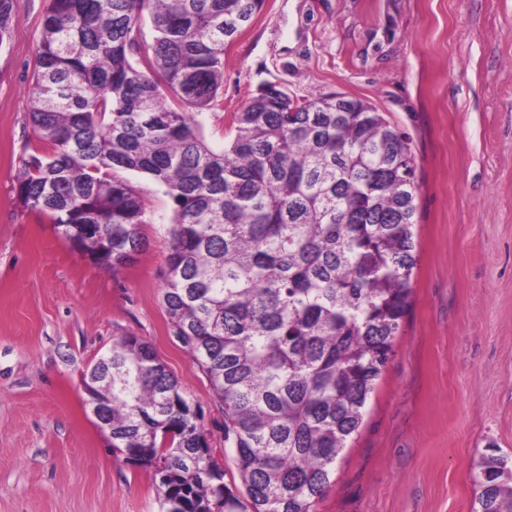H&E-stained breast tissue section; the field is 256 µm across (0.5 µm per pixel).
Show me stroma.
<instances>
[{"mask_svg": "<svg viewBox=\"0 0 512 512\" xmlns=\"http://www.w3.org/2000/svg\"><path fill=\"white\" fill-rule=\"evenodd\" d=\"M14 13L0 47V512H161L151 472L96 425L82 377L120 337L150 344L238 481L222 406L161 303L171 202L125 172L151 221L115 271L20 207L43 0ZM269 85L375 105L409 135L419 184L411 304L314 512H471L486 447L512 456V0H264L202 117L214 149Z\"/></svg>", "mask_w": 512, "mask_h": 512, "instance_id": "1", "label": "stroma"}]
</instances>
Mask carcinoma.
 Here are the masks:
<instances>
[{
	"instance_id": "1",
	"label": "carcinoma",
	"mask_w": 512,
	"mask_h": 512,
	"mask_svg": "<svg viewBox=\"0 0 512 512\" xmlns=\"http://www.w3.org/2000/svg\"><path fill=\"white\" fill-rule=\"evenodd\" d=\"M264 0H46L20 206L115 271L147 209L173 206L162 306L224 405L241 488L224 483L197 410L152 348L123 336L83 374L112 451L148 469L162 512H313L359 430L412 295L411 140L372 104L268 86L221 150L200 116L224 51ZM153 27L145 46L144 17ZM15 21L0 0V45ZM472 512H512V461L477 463Z\"/></svg>"
}]
</instances>
